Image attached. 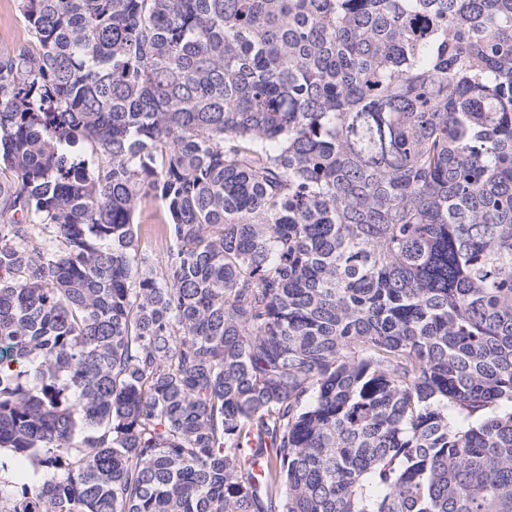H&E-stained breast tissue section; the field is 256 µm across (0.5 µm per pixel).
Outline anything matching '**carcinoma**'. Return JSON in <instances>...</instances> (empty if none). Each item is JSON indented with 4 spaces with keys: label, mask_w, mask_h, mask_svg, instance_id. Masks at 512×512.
Listing matches in <instances>:
<instances>
[{
    "label": "carcinoma",
    "mask_w": 512,
    "mask_h": 512,
    "mask_svg": "<svg viewBox=\"0 0 512 512\" xmlns=\"http://www.w3.org/2000/svg\"><path fill=\"white\" fill-rule=\"evenodd\" d=\"M17 8L0 512H512V0ZM158 210L159 209L156 205H152L142 212L136 221L138 224L137 233L140 241V248L157 253L163 249L161 240L156 236L153 226L158 220Z\"/></svg>",
    "instance_id": "cac0c4a2"
}]
</instances>
